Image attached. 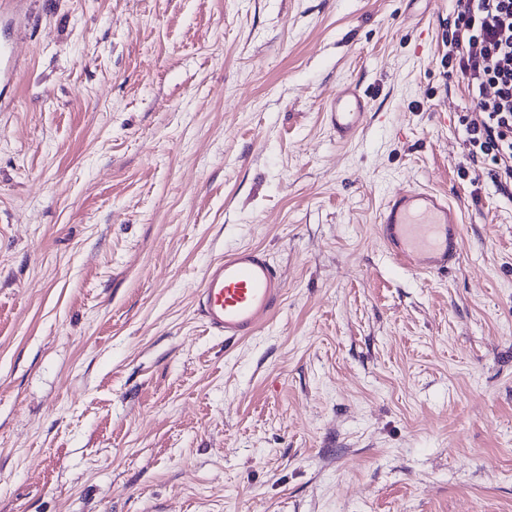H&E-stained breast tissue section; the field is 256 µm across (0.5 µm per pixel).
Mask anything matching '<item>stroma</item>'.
Wrapping results in <instances>:
<instances>
[{
	"instance_id": "obj_1",
	"label": "stroma",
	"mask_w": 512,
	"mask_h": 512,
	"mask_svg": "<svg viewBox=\"0 0 512 512\" xmlns=\"http://www.w3.org/2000/svg\"><path fill=\"white\" fill-rule=\"evenodd\" d=\"M449 0H26L0 109V512H512V195L475 177ZM365 92L338 143L326 104ZM459 210L393 263L388 193ZM283 304L225 343L206 265ZM369 113V104L360 88L354 83H344L336 96L328 103L326 112L328 124L336 141H348L363 128ZM377 234L393 259L420 273L448 271L460 258V217L447 195L423 188L390 193ZM285 283L265 251L237 248L210 262L195 295L196 311L225 342L259 333L280 309Z\"/></svg>"
}]
</instances>
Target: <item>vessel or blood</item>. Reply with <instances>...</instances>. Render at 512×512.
<instances>
[{
  "instance_id": "1",
  "label": "vessel or blood",
  "mask_w": 512,
  "mask_h": 512,
  "mask_svg": "<svg viewBox=\"0 0 512 512\" xmlns=\"http://www.w3.org/2000/svg\"><path fill=\"white\" fill-rule=\"evenodd\" d=\"M19 59L0 45V82H13ZM369 104L360 88L345 83L328 103V124L337 140L354 138L363 128ZM377 234L393 259L421 273L443 272L460 258V217L447 195L423 188L390 193L377 221ZM285 283L265 251L238 248L210 262L196 290V311L225 341L259 333L280 309Z\"/></svg>"
}]
</instances>
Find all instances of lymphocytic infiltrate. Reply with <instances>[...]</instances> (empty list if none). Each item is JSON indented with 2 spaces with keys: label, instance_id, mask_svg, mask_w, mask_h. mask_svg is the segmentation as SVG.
<instances>
[{
  "label": "lymphocytic infiltrate",
  "instance_id": "obj_1",
  "mask_svg": "<svg viewBox=\"0 0 512 512\" xmlns=\"http://www.w3.org/2000/svg\"><path fill=\"white\" fill-rule=\"evenodd\" d=\"M454 11L448 58L470 102L466 144L471 156L491 157L489 177L505 192L512 188V0H454Z\"/></svg>",
  "mask_w": 512,
  "mask_h": 512
}]
</instances>
